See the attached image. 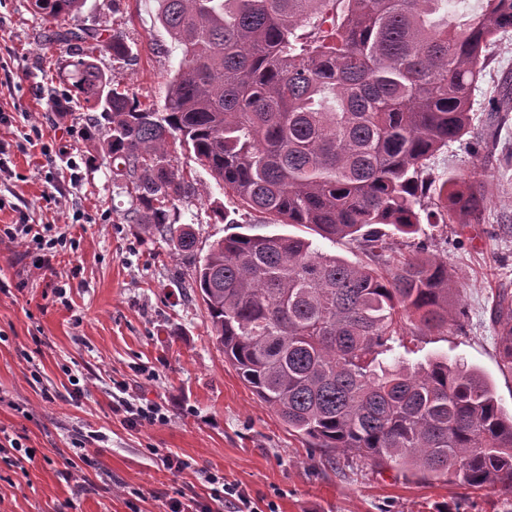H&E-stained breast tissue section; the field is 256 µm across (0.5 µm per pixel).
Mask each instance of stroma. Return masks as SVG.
Wrapping results in <instances>:
<instances>
[{
  "label": "stroma",
  "mask_w": 512,
  "mask_h": 512,
  "mask_svg": "<svg viewBox=\"0 0 512 512\" xmlns=\"http://www.w3.org/2000/svg\"><path fill=\"white\" fill-rule=\"evenodd\" d=\"M158 0H85L71 24L122 36L129 60L97 64L141 101L163 103L180 60L157 19ZM55 24L30 0H0V142L10 146V177L0 180V225L18 212L54 224L65 243L57 275L37 270L24 247L0 243V427L24 435L36 458L26 473L0 462V512H165L175 490L209 504L208 474L238 485L258 512H512V493L471 488L452 479L377 467L354 458L331 464L296 433L225 362L194 290L191 258L143 238L123 215L130 198L112 181L108 158L86 141L88 113L54 104L64 87L53 42ZM512 90V32L492 50L473 94L482 121L502 89ZM42 137L27 138L32 127ZM512 111L488 140L468 134L429 162L434 176L456 173L484 187L480 223L452 224L431 251L455 272L465 315L443 335L410 336L409 365L442 357L479 369L512 414V374L501 372L491 313L512 297ZM175 167L196 170L199 191L180 206L199 251L231 234L212 209L235 205L182 149ZM84 375L76 394L69 375ZM128 395L165 403L166 424L130 428L118 409L116 383ZM88 454L84 482L68 479L69 459ZM167 455L189 467L164 466Z\"/></svg>",
  "instance_id": "obj_1"
}]
</instances>
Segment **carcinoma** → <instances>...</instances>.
<instances>
[{
  "mask_svg": "<svg viewBox=\"0 0 512 512\" xmlns=\"http://www.w3.org/2000/svg\"><path fill=\"white\" fill-rule=\"evenodd\" d=\"M181 59L161 106L96 64L126 43L64 27L83 0H32L74 48L58 62L76 100L107 121L103 149L131 197L123 216L192 255L177 204L195 182L171 163L189 152L246 214L356 241L349 262L286 234L232 233L194 262L193 284L224 360L288 429L329 461L355 454L425 478L512 491V417L478 369L433 358L390 363L405 336L444 334L462 312L448 261L390 237L424 223L470 224L484 194L436 179L428 160L471 132L472 93L490 49L512 30V0H480L462 22L451 0H160ZM512 372V301L494 309Z\"/></svg>",
  "mask_w": 512,
  "mask_h": 512,
  "instance_id": "carcinoma-1",
  "label": "carcinoma"
}]
</instances>
